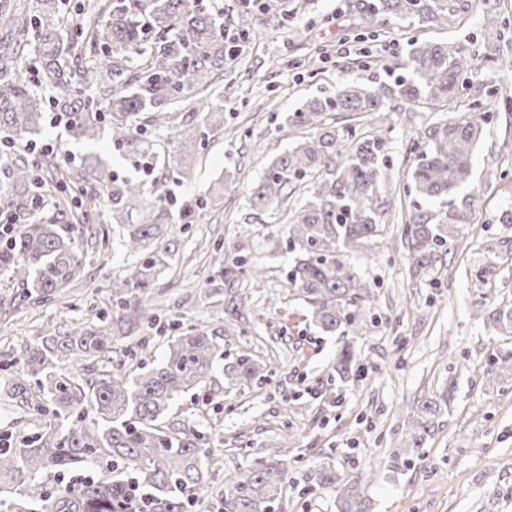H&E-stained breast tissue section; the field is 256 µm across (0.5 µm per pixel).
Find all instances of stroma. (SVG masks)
<instances>
[{
	"label": "stroma",
	"mask_w": 512,
	"mask_h": 512,
	"mask_svg": "<svg viewBox=\"0 0 512 512\" xmlns=\"http://www.w3.org/2000/svg\"><path fill=\"white\" fill-rule=\"evenodd\" d=\"M278 3L288 26L271 31L261 28L256 14L240 13V0H214L225 18L256 35L226 61L224 82L212 92L223 125L196 154L190 178L171 188L172 208L188 197L203 199L204 208L196 224L167 228L176 255L148 297L160 325L114 340V352L135 371L140 362L164 358L169 321H200L225 360L247 354L272 369L269 381L253 388L229 387L222 370H215L199 394L182 398L167 418L169 426L204 435L211 448L200 494L204 512H221L225 485L276 454L286 432L293 443L285 512H339L340 489L308 486L310 473L325 466L354 483L362 512H512V383L486 372L499 353L512 351V336L497 335L473 314L476 303L512 297V108L495 103L475 152L471 185L456 196L472 211L462 229L465 247L449 251L439 270L417 275L400 245V226L413 202L410 148L425 144L431 126L469 112L408 106L390 114L385 195L395 206L382 218L385 231L349 258L369 282L381 317L368 335L351 339L368 371L365 380L337 381L343 337L316 330L289 292L284 270L294 256L286 247L288 205L262 211L251 205L267 165L304 136L288 127L286 113L307 98L332 94L343 81L374 88L387 83V68L403 57L409 39L459 42L477 61L468 85H503L507 75L493 61L512 59V38L493 36L483 18L512 20V0H475L455 28L398 20L360 40L345 37L356 24L347 0ZM36 142L61 167L93 149L108 156L113 170L134 173L105 139L91 148L49 123ZM226 178L233 190L218 193ZM84 255L81 275L41 307L14 306L16 286L0 276V353L33 341L46 325L67 329L90 322V305L108 307L112 278L137 260L118 238L108 262L89 249ZM492 258L497 277L477 281L475 269ZM243 260L262 269L264 285L251 291L240 334L230 330L223 302L207 292L225 288L224 269ZM326 385L336 389L335 401L317 397ZM449 385L454 398L439 428L423 448L405 447L408 410Z\"/></svg>",
	"instance_id": "stroma-1"
}]
</instances>
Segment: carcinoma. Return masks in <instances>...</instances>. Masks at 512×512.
Masks as SVG:
<instances>
[{"instance_id":"obj_1","label":"carcinoma","mask_w":512,"mask_h":512,"mask_svg":"<svg viewBox=\"0 0 512 512\" xmlns=\"http://www.w3.org/2000/svg\"><path fill=\"white\" fill-rule=\"evenodd\" d=\"M209 0H93L77 8L75 31L64 29L67 0H14L0 8V211L29 216L0 241V275L21 286L18 303L43 306L79 274L84 255L79 243L106 232L91 221L101 206L97 190L112 200L109 219L123 232L136 262L112 279L111 310L92 307L95 320L72 331L52 330L25 343L0 369L10 371L0 401L18 402L45 417L30 438L0 440V495L20 496L41 489L31 512H188L199 500L203 466L210 449L195 431L165 424L174 403L194 392L223 366L231 387L261 385L269 370L248 355L222 365L224 354L206 325L171 326L165 358L140 372L109 358L113 336L137 332L141 322L156 324L145 295L169 266L175 249L164 239L171 220L168 181L189 179L191 154L205 149L224 113L213 104L198 108L208 120L168 141L167 166L153 176V150L130 153L128 160L152 181L126 177L98 155L85 156L76 167H59L47 155L18 153L15 142L40 133L47 108L77 139L92 141L108 133L123 152L141 141L142 120L169 121L181 102L201 95L224 80L226 57L249 40L246 27L231 32L224 10ZM471 0H352L360 21L383 25L390 19L418 17L437 27L459 20ZM256 7L271 30L280 26L274 0ZM401 74L387 90L342 83L330 96L312 97L288 113L291 127L309 136L279 155L265 169L252 203L259 210L288 199L308 177L315 181L291 213L287 248L296 257L288 267L289 293L302 301L311 324L324 335L365 336L378 322L370 286L348 262L349 253L385 229L380 223L388 145L381 118L395 112L397 100L424 107L454 105L461 100L474 59L455 42L410 41ZM44 76L50 94L34 89L30 75ZM472 118L430 128L412 172L414 204L400 235L413 268L437 269L441 255L462 247L460 226L470 223L464 205L448 198L468 185L474 149L486 120L483 100L467 104ZM329 112L351 120L374 116L375 130L360 134L327 122ZM445 201L432 211L427 201ZM203 201L188 198L179 211L181 223H196ZM138 212L136 224L129 223ZM224 312L246 323L245 298L224 293ZM500 336H512V300L476 312ZM361 359L353 347L337 355L342 381L361 377ZM486 374L512 378V352L499 354ZM448 410V391L422 399L407 425V448H421ZM283 457L262 459L224 486L222 512H275L288 484V442ZM342 476L324 468L311 475L318 487H333Z\"/></svg>"}]
</instances>
